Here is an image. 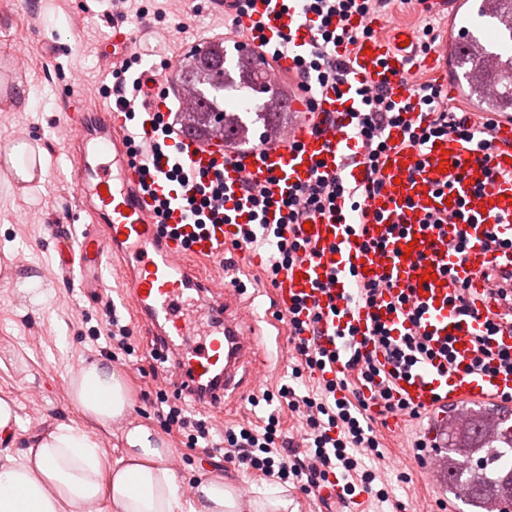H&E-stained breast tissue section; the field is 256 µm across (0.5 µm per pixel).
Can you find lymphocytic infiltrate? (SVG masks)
I'll use <instances>...</instances> for the list:
<instances>
[{
  "mask_svg": "<svg viewBox=\"0 0 512 512\" xmlns=\"http://www.w3.org/2000/svg\"><path fill=\"white\" fill-rule=\"evenodd\" d=\"M391 0H297L302 16L310 18L314 29L312 45L302 54H291L290 42L282 33L272 39L261 40L260 50L273 61L292 57L291 71L300 88L311 91L324 88L340 89L351 77L345 52L360 39L370 36V27H349L351 16L367 17L379 13ZM141 58L131 54L112 71L114 83L112 96L117 105L128 114L153 112V125L157 132L154 140H130L129 157L138 163L144 174L143 191H151L153 174L161 154L168 149L170 140L178 136L176 114L173 111L154 112L155 103H166L169 94L161 90L162 80L168 79L171 64L161 61L153 70H140ZM419 103L430 114L427 124L407 119V106L396 103L388 91L359 86L356 122L353 136L365 154L363 162L368 175H375L381 155L388 149L390 129L404 130L405 142L421 148L436 136L457 135L468 138L473 134L468 118L447 109V92L441 82L428 79L414 89ZM168 181L179 186L186 198L185 207L195 224H224L228 221L224 181L220 176H207L193 172L180 160H172L166 173ZM243 197L250 205L251 221L239 225L233 241L234 248L255 250L261 247L270 251L267 267L269 281H276L282 269L296 260L309 256L307 242L296 235L285 234L283 225L303 224L317 216L345 205L347 210H361L362 196L352 193L341 175H321L312 183L298 187L288 199L272 201L256 191L252 183L241 187ZM283 210L281 224L266 223L270 207ZM101 326L106 345L100 353L115 358L117 353L133 355L135 352L133 330L122 323L112 307L111 300L101 302ZM319 312H303L294 307L288 313L289 341L296 353L292 368L293 378L304 373L324 369L329 359L327 352L317 342ZM384 360L362 356L355 347L354 338H347L345 372L335 380L326 382L319 391L297 393L292 386H285L281 395L289 408L300 416L299 436H284L279 431L276 416H269L263 431L250 427L227 428L215 434L208 420L196 418L182 404L158 398L156 410L173 428L187 439L192 448H201L208 457L222 456L237 465L245 474H257L270 481H291L303 494L311 495L329 483L335 474L357 476L358 485H346L347 493L362 490L385 498L384 490L374 489L377 478L374 470L364 468L360 451L379 455L381 443L371 425H368V405L364 391H371L387 412L411 419L421 414L407 404L395 400L388 382L389 376L398 375L420 361L433 358L434 351L423 337L411 332L391 336L384 328L374 331Z\"/></svg>",
  "mask_w": 512,
  "mask_h": 512,
  "instance_id": "lymphocytic-infiltrate-1",
  "label": "lymphocytic infiltrate"
}]
</instances>
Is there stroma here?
<instances>
[{"instance_id":"obj_1","label":"stroma","mask_w":512,"mask_h":512,"mask_svg":"<svg viewBox=\"0 0 512 512\" xmlns=\"http://www.w3.org/2000/svg\"><path fill=\"white\" fill-rule=\"evenodd\" d=\"M144 15L130 16L128 27L139 38L134 46L144 66L187 56L191 46L212 28V0H182L180 11L169 12L157 22L155 12L164 0H142ZM112 9L108 0H0V79L22 85L31 104L25 111L0 112V140L27 128L31 142L44 160L40 182L24 183L11 169L0 167V397L11 398L19 422L9 439L13 453H20L32 438L59 424L85 430L97 440L108 463L123 454L124 431L144 425L161 433L171 453L166 465L181 486L221 478L231 485L247 484L251 495L272 489V482L248 476L221 457L209 458L200 449L185 445L184 437L164 431L162 418L152 407L156 368L152 336L138 326L132 305H118L122 322L133 324L139 349L117 365L129 386L132 406L124 423L100 426L82 416L69 398L71 373L98 359L94 336L100 325V309L67 275L57 249L56 231L68 227L81 239L90 218L80 207L73 180V162L54 132L59 127L64 102L72 88L71 76L94 88L91 105L105 104L103 87L112 83L110 58L101 56L100 45L111 30ZM24 53L28 64L16 76H8V62ZM257 262H241L235 275L242 287L253 291L254 304L267 317L258 321L254 334L258 343L255 366L262 372L261 390L273 393L272 404L251 405L249 400L228 402L225 426L247 423L263 427L268 416H277L283 432H296L300 421L287 400L277 392L289 381L290 343L284 319L273 314L271 284L265 272L269 253L261 248ZM428 418L401 421L390 427L374 421L382 444L383 460L373 461L390 497L381 502L358 495V512H398L399 504L418 501L422 512H435L445 499L443 488L432 487L417 476L414 441L425 435ZM410 481H401V473Z\"/></svg>"}]
</instances>
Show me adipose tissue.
<instances>
[{"instance_id": "obj_1", "label": "adipose tissue", "mask_w": 512, "mask_h": 512, "mask_svg": "<svg viewBox=\"0 0 512 512\" xmlns=\"http://www.w3.org/2000/svg\"><path fill=\"white\" fill-rule=\"evenodd\" d=\"M70 395L82 413L107 426L125 418L130 401L110 360L84 365L70 377ZM125 455L104 470L102 452L89 433L60 424L38 436L19 456L0 463V512H70L108 500L114 512H287L288 500L263 492L242 501L220 480L199 482L185 497L164 461L162 441L141 425L125 431Z\"/></svg>"}]
</instances>
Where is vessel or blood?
<instances>
[{
	"label": "vessel or blood",
	"mask_w": 512,
	"mask_h": 512,
	"mask_svg": "<svg viewBox=\"0 0 512 512\" xmlns=\"http://www.w3.org/2000/svg\"><path fill=\"white\" fill-rule=\"evenodd\" d=\"M243 26L262 24L263 36L279 31L288 35L298 51L312 40L309 22L295 10L281 11L277 0H250L240 18ZM410 33L394 36L374 32L359 40L351 55L356 79L390 91L395 102L413 103L416 77L423 66L447 67L450 43L465 41L464 31L449 35L428 56H420ZM134 35L122 20L112 22L102 55L120 57L129 51ZM358 99L351 85L292 98L297 114L281 133L278 143L258 152L225 159L220 148L206 147L189 135L180 136L177 153L200 170L222 167L224 182L233 197H240L243 180L267 181L274 197L287 195L320 173L343 171L350 183L365 187V214L343 219L325 215L310 229L300 230L313 249L311 257L295 262L278 276L272 300L280 313L295 305L320 308L318 325L323 349L337 350L342 335L354 330L363 355L378 354L371 336L374 321H382L393 334L413 328L433 344L456 345L457 368L441 360L418 364L411 374L394 380L393 394L412 408L431 412L455 406V424L468 429L467 403H501L512 393V374L467 371L474 336L485 322L504 313L496 300V282H512V249L490 253L487 231L497 228L512 239V114L498 116L491 131L494 150L484 156L477 140L438 136L422 149L405 146L400 130H392L390 147L379 163V187L369 188L352 132V113ZM152 113L130 122L117 107L91 117L88 100L73 90L63 122L83 141H94V154H81L76 162L77 190L91 218L83 232L76 268L81 287L106 286L108 254L123 261L121 295L136 308L141 322L158 342L155 350L170 364L173 395L187 398L209 414H218L228 397L243 396L255 381L251 367L257 343L246 324L258 320L257 309L244 306L241 292L224 286L223 276L204 278L187 265V255L215 256L221 243L233 238L248 214L237 210L227 224L203 228L185 223L178 202L181 190L157 178L155 196L141 194L139 168L129 164L126 140L130 135L152 137ZM500 179H493V172ZM169 197L173 205L168 223L172 235L159 237L154 220L155 197ZM455 216V223L426 224L427 215ZM467 240L462 261L449 263L448 245L457 237ZM384 279L394 291L414 289L412 306L421 311L411 321L404 309H392L389 299L376 305L355 303L353 286ZM467 285L469 315H460L449 298L456 286ZM422 472L428 483L440 485L445 470L440 444L423 455Z\"/></svg>",
	"instance_id": "b4317fda"
}]
</instances>
